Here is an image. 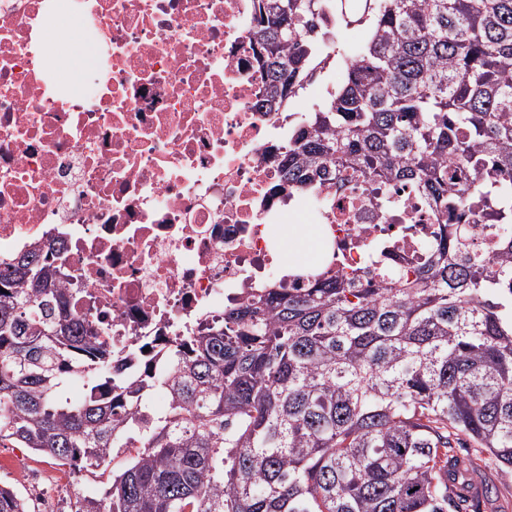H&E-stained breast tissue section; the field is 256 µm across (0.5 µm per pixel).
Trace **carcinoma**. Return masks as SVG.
<instances>
[{"label":"carcinoma","instance_id":"carcinoma-1","mask_svg":"<svg viewBox=\"0 0 512 512\" xmlns=\"http://www.w3.org/2000/svg\"><path fill=\"white\" fill-rule=\"evenodd\" d=\"M270 112L304 88L323 40L370 36L289 137L284 178L402 188L446 214L512 225V0H256ZM472 247L445 224L408 276L356 288L323 269L249 293L175 342L157 378L112 383V347L73 318L61 251L0 262V446L105 474L71 512H479L512 474V237ZM83 377L89 397H60ZM168 401L142 421L155 385ZM480 455L461 457L462 438ZM480 493L474 495V487ZM0 512H29L0 486Z\"/></svg>","mask_w":512,"mask_h":512}]
</instances>
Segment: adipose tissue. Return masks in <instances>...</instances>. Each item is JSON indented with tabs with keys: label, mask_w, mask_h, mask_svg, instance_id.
<instances>
[{
	"label": "adipose tissue",
	"mask_w": 512,
	"mask_h": 512,
	"mask_svg": "<svg viewBox=\"0 0 512 512\" xmlns=\"http://www.w3.org/2000/svg\"><path fill=\"white\" fill-rule=\"evenodd\" d=\"M40 38L51 52L47 64L56 83L70 91L78 89L95 53L93 35L79 19L60 8L42 29ZM288 242L284 258L293 267L318 258L324 235L317 225L292 224L288 227Z\"/></svg>",
	"instance_id": "adipose-tissue-1"
}]
</instances>
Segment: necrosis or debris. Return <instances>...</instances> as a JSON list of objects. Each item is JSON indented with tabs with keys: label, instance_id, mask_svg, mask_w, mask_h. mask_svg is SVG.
I'll use <instances>...</instances> for the list:
<instances>
[{
	"label": "necrosis or debris",
	"instance_id": "4bbe7bcc",
	"mask_svg": "<svg viewBox=\"0 0 512 512\" xmlns=\"http://www.w3.org/2000/svg\"><path fill=\"white\" fill-rule=\"evenodd\" d=\"M45 3L0 0V261L57 242L72 312L104 328L128 377L158 365L150 346L277 283L287 221L322 225L337 275L365 282L379 243L406 269L436 240L415 196L387 213L368 188L313 199L282 178L302 115L257 107L255 0H70L99 43L76 95L40 66Z\"/></svg>",
	"mask_w": 512,
	"mask_h": 512
}]
</instances>
